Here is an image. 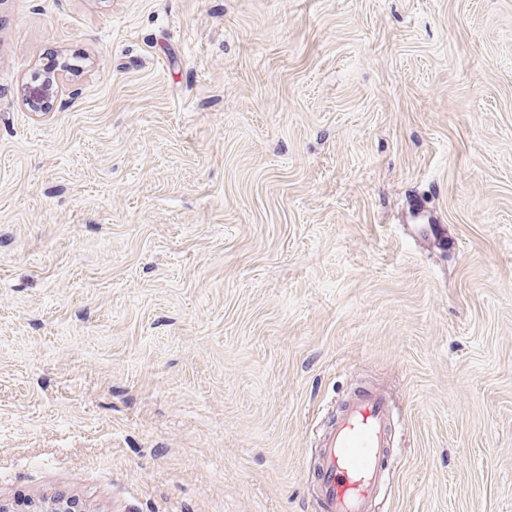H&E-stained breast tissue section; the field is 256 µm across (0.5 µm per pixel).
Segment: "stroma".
Returning <instances> with one entry per match:
<instances>
[{
	"label": "stroma",
	"instance_id": "35a3bbf8",
	"mask_svg": "<svg viewBox=\"0 0 512 512\" xmlns=\"http://www.w3.org/2000/svg\"><path fill=\"white\" fill-rule=\"evenodd\" d=\"M361 387L512 512V0H0V502L319 512ZM63 90L62 74L52 73L45 76L42 80L33 81V83L22 84V101L32 112H43L40 108L48 100L57 97Z\"/></svg>",
	"mask_w": 512,
	"mask_h": 512
}]
</instances>
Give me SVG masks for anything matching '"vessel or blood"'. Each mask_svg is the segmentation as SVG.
<instances>
[{"label":"vessel or blood","mask_w":512,"mask_h":512,"mask_svg":"<svg viewBox=\"0 0 512 512\" xmlns=\"http://www.w3.org/2000/svg\"><path fill=\"white\" fill-rule=\"evenodd\" d=\"M393 415L379 391L343 399L321 435L316 492L321 512H371L388 466Z\"/></svg>","instance_id":"vessel-or-blood-1"}]
</instances>
